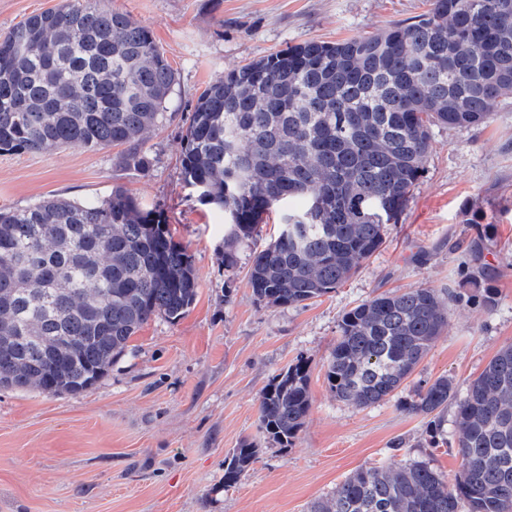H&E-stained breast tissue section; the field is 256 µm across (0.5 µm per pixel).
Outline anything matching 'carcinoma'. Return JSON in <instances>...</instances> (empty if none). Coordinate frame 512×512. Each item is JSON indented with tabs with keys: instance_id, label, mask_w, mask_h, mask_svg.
<instances>
[{
	"instance_id": "obj_1",
	"label": "carcinoma",
	"mask_w": 512,
	"mask_h": 512,
	"mask_svg": "<svg viewBox=\"0 0 512 512\" xmlns=\"http://www.w3.org/2000/svg\"><path fill=\"white\" fill-rule=\"evenodd\" d=\"M177 78L147 27L100 0H65L0 36V152L121 146L146 170V138L171 118ZM512 96V0H430L417 21L369 37L308 40L209 83L186 119L180 165L199 202L224 213L222 262L286 199L306 198L277 238L253 252L248 283L267 306L336 290L384 243L424 173L431 129L478 126ZM480 235L465 246L456 288L380 293L346 310L325 370L356 408L405 389L448 323L445 300L483 289L496 306ZM186 249L161 211L121 186L86 203L47 197L0 208V388L72 395L95 385L152 318L185 314L197 295ZM455 482L424 462L361 467L309 512H512V345L464 395L440 376L403 410L428 417L426 443L448 444ZM311 409L307 361L272 377L259 398L266 439L290 448ZM260 449L224 457L235 486Z\"/></svg>"
}]
</instances>
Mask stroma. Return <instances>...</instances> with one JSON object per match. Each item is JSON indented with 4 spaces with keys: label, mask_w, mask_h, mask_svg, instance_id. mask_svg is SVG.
<instances>
[{
    "label": "stroma",
    "mask_w": 512,
    "mask_h": 512,
    "mask_svg": "<svg viewBox=\"0 0 512 512\" xmlns=\"http://www.w3.org/2000/svg\"><path fill=\"white\" fill-rule=\"evenodd\" d=\"M147 26L177 75L173 118L143 145L148 170L118 164L117 148L68 147L0 153V207L49 196L92 202L123 186L146 210L163 211L191 256L195 303L180 319L149 320L108 373L88 390L54 396L0 389V512H306L363 466L423 461L455 477L453 448H429L427 419L388 401L359 409L324 379L342 313L388 290L457 286L462 252L448 245L482 230L499 269L498 304L448 305V325L410 379L446 375L465 390L512 344V97L488 123L435 127L425 172L382 247L335 291L302 305L255 301L247 269L274 237L279 211L220 256L224 215L201 205L182 179L186 117L202 89L224 73L308 40L369 37L415 21L428 0H103ZM309 365L312 405L295 444L268 443L259 397L297 357ZM260 448L234 487L224 456L242 442Z\"/></svg>",
    "instance_id": "stroma-1"
}]
</instances>
